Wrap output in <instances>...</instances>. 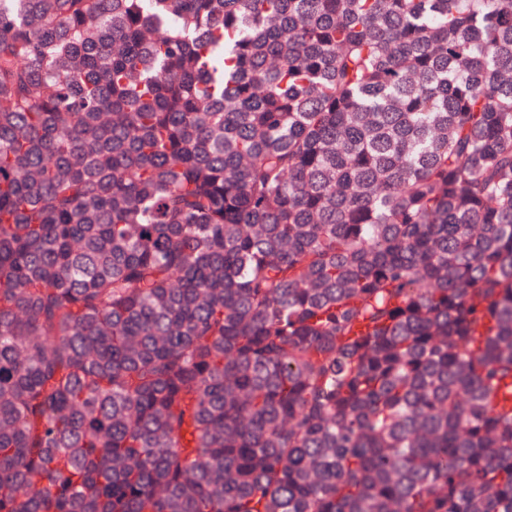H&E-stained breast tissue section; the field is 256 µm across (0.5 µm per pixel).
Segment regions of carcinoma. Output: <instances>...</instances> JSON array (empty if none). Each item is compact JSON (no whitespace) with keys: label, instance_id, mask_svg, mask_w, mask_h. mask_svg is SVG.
I'll use <instances>...</instances> for the list:
<instances>
[{"label":"carcinoma","instance_id":"carcinoma-1","mask_svg":"<svg viewBox=\"0 0 512 512\" xmlns=\"http://www.w3.org/2000/svg\"><path fill=\"white\" fill-rule=\"evenodd\" d=\"M512 0H0V512H512Z\"/></svg>","mask_w":512,"mask_h":512}]
</instances>
